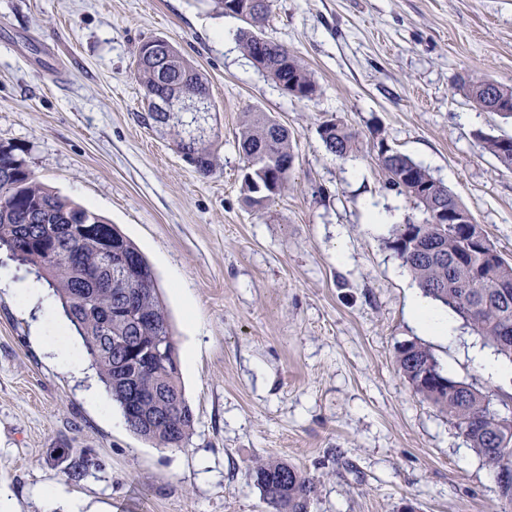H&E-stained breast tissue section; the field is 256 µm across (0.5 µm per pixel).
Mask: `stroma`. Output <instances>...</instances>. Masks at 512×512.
I'll use <instances>...</instances> for the list:
<instances>
[{
	"mask_svg": "<svg viewBox=\"0 0 512 512\" xmlns=\"http://www.w3.org/2000/svg\"><path fill=\"white\" fill-rule=\"evenodd\" d=\"M243 21L216 0H0V144L47 188L118 226L152 265L174 328L195 423L161 449L126 426L53 299L25 300L35 267L0 255V493L5 512H269L248 468L283 460L313 477L310 512H500L494 473L399 372L417 341L448 375L512 396L469 351L421 331L422 290L365 227L369 209L423 218L386 189L379 140L441 180L512 260V169L484 148L512 120L465 95L468 78L512 86V0H272L265 38L313 73L284 93L243 52ZM177 45L207 77L217 168L202 177L169 138L137 120L141 43ZM287 127L290 188L264 209L241 189L244 112ZM338 119L358 152L329 153ZM87 475L69 481L71 459ZM318 133L327 151L336 157H346L359 149L356 134L337 120L320 124Z\"/></svg>",
	"mask_w": 512,
	"mask_h": 512,
	"instance_id": "stroma-1",
	"label": "stroma"
}]
</instances>
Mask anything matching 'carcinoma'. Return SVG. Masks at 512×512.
I'll use <instances>...</instances> for the list:
<instances>
[{"label": "carcinoma", "instance_id": "carcinoma-1", "mask_svg": "<svg viewBox=\"0 0 512 512\" xmlns=\"http://www.w3.org/2000/svg\"><path fill=\"white\" fill-rule=\"evenodd\" d=\"M224 10L243 16L247 27L240 45L253 65L280 88L292 84L295 98H311L316 82L286 46L257 39L270 0H221ZM137 79L143 98L165 97L191 90L209 92L208 80L176 46L163 41L154 54L142 56ZM466 95L480 108L512 118V87L488 79L463 83ZM327 151L343 158L359 149L354 132L337 120L320 124ZM377 160L386 188L413 201L424 214L420 222L394 224L383 238L418 282L427 297L448 308L512 361V262L489 238L480 253L465 236L466 225L442 223L441 210L462 204L421 164L377 143ZM485 149L512 168V148L503 138L486 140ZM244 161L242 184L248 203L262 208L289 187L294 154L288 129L266 112L246 113L238 137ZM197 172L213 174L206 144L189 149ZM435 245V251L427 245ZM0 251L8 258L41 270L42 280L82 339L84 351L100 382L120 410L127 427L158 448H181L189 439L194 415L180 380V369L168 364L140 365L143 351L173 337L155 274L135 243L116 226L72 199L42 185L11 146H0ZM495 258L490 264L481 254ZM129 371L117 370V358ZM396 364L415 393L448 415L470 447L497 474L512 470V396L504 399L473 383L447 375L432 352L416 341L396 347ZM136 380L137 418L128 417L131 402L126 380ZM250 476L272 512H309L316 493L314 479L278 460L258 459Z\"/></svg>", "mask_w": 512, "mask_h": 512}]
</instances>
